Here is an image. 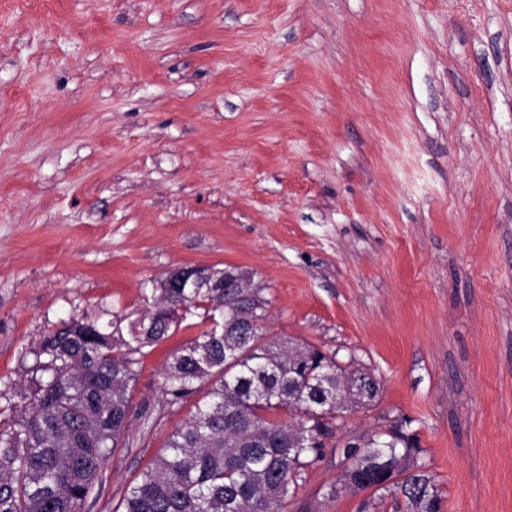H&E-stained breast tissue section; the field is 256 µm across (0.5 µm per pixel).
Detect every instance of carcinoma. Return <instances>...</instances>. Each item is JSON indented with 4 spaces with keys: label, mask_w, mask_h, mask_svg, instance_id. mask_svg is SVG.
<instances>
[{
    "label": "carcinoma",
    "mask_w": 512,
    "mask_h": 512,
    "mask_svg": "<svg viewBox=\"0 0 512 512\" xmlns=\"http://www.w3.org/2000/svg\"><path fill=\"white\" fill-rule=\"evenodd\" d=\"M245 305L236 288H188L161 292L152 306L122 329L102 322V309L76 325L53 331L31 350L30 385L17 392L21 409L0 427V512H82L98 493L107 460L121 447L138 381L133 354L170 336L160 325L142 334L139 322L183 303L223 316V335L204 330L176 350L160 389L172 406L208 384V401L169 438L166 448L127 488L121 512H283L291 480L318 456L340 411L357 406L346 394L366 371L341 364L337 353L294 339L272 337L264 324L269 301L261 288ZM93 323L100 336H83ZM247 324L251 335H238ZM332 399L339 407L325 404ZM283 410L290 422L266 413ZM414 435L398 428L369 439L355 458L374 460L389 483L362 473L344 489H398L412 512H440L432 478L415 466Z\"/></svg>",
    "instance_id": "carcinoma-1"
}]
</instances>
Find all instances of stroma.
I'll return each mask as SVG.
<instances>
[{
    "label": "stroma",
    "instance_id": "35a3bbf8",
    "mask_svg": "<svg viewBox=\"0 0 512 512\" xmlns=\"http://www.w3.org/2000/svg\"><path fill=\"white\" fill-rule=\"evenodd\" d=\"M234 266L272 336L373 374L284 512L342 491L345 444L403 426L441 512H512V0H0V392L63 321L135 317L177 266ZM143 348L114 512L204 401Z\"/></svg>",
    "mask_w": 512,
    "mask_h": 512
}]
</instances>
